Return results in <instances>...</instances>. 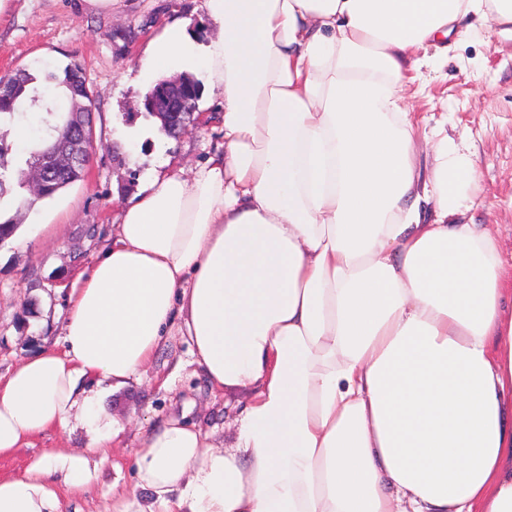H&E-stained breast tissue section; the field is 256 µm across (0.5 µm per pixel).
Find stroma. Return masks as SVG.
<instances>
[{
	"label": "stroma",
	"mask_w": 512,
	"mask_h": 512,
	"mask_svg": "<svg viewBox=\"0 0 512 512\" xmlns=\"http://www.w3.org/2000/svg\"><path fill=\"white\" fill-rule=\"evenodd\" d=\"M185 25L195 44L217 31L204 0H112L106 12L83 0H12L0 18V75L43 62L82 65L92 92L91 162L84 178L28 211L14 209L22 193L8 180L0 212L21 227L43 225L20 246L0 244V373L61 340L68 296L112 241L122 206L139 192L145 174L159 165L194 167L223 141L222 98L203 93L196 104L199 126L171 138L143 108L142 51L172 21ZM429 67L407 85L405 101L417 124L416 163L433 162L429 131L444 127L450 138L477 152L478 196L467 217L498 224L504 258L512 257V40L459 26L447 48H430ZM252 392L212 389L193 354L183 318H175L152 361L128 384L100 396L101 429L120 424L112 463L82 492L69 495L72 512H104L115 495L135 488L134 450L141 435L170 419L212 431L216 447L232 449L237 417ZM93 437L70 418L65 428L0 459V473L17 475L45 449L76 453Z\"/></svg>",
	"instance_id": "obj_1"
}]
</instances>
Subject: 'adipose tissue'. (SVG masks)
Returning a JSON list of instances; mask_svg holds the SVG:
<instances>
[{
    "mask_svg": "<svg viewBox=\"0 0 512 512\" xmlns=\"http://www.w3.org/2000/svg\"><path fill=\"white\" fill-rule=\"evenodd\" d=\"M145 68L205 70L224 143L150 177L69 298L61 347L0 375V458L97 426L83 379L132 380L182 315L212 387L251 389L232 450L169 420L134 450L145 499L112 512H512V281L464 219L466 145L416 167L398 89L461 21L512 38V0H205ZM433 208L423 220L421 208ZM120 426L0 476V512H66Z\"/></svg>",
    "mask_w": 512,
    "mask_h": 512,
    "instance_id": "ef3b65f1",
    "label": "adipose tissue"
}]
</instances>
